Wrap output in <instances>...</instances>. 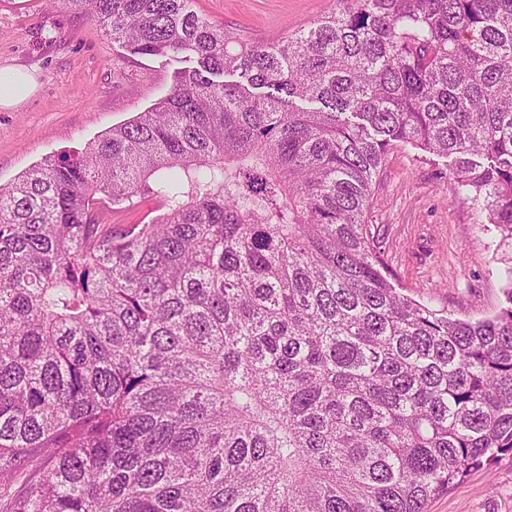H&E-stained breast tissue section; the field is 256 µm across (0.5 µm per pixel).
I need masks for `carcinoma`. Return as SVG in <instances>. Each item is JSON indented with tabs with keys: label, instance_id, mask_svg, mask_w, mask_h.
<instances>
[{
	"label": "carcinoma",
	"instance_id": "carcinoma-1",
	"mask_svg": "<svg viewBox=\"0 0 512 512\" xmlns=\"http://www.w3.org/2000/svg\"><path fill=\"white\" fill-rule=\"evenodd\" d=\"M63 4L193 66L0 187V479L50 464L7 512H425L511 456L512 265L452 318L365 214L410 143L512 247V0H336L273 42L193 0ZM144 194L150 224L98 205Z\"/></svg>",
	"mask_w": 512,
	"mask_h": 512
}]
</instances>
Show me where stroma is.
Here are the masks:
<instances>
[{"label":"stroma","mask_w":512,"mask_h":512,"mask_svg":"<svg viewBox=\"0 0 512 512\" xmlns=\"http://www.w3.org/2000/svg\"><path fill=\"white\" fill-rule=\"evenodd\" d=\"M333 0H195L199 14L253 40L309 27ZM28 70L37 88L0 108V186L46 157L83 151L171 89L176 62L112 43L91 16L55 0H0V67ZM450 158L401 143L372 187L367 221L405 294L459 318L495 314L505 301L500 237L457 192ZM425 512H512V458L472 471Z\"/></svg>","instance_id":"obj_1"}]
</instances>
